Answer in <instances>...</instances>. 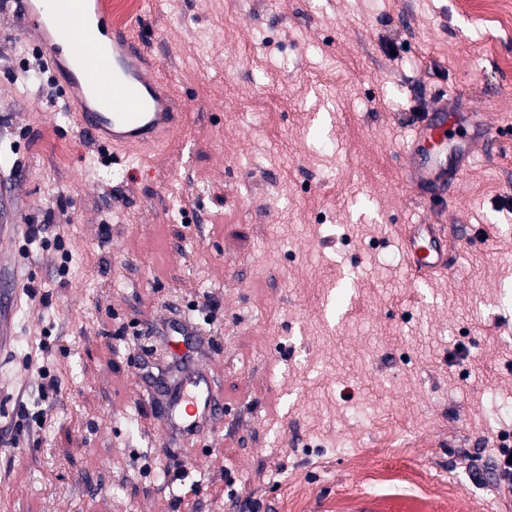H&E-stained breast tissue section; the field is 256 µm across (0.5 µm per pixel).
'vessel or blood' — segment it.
I'll use <instances>...</instances> for the list:
<instances>
[{"label":"vessel or blood","instance_id":"obj_1","mask_svg":"<svg viewBox=\"0 0 512 512\" xmlns=\"http://www.w3.org/2000/svg\"><path fill=\"white\" fill-rule=\"evenodd\" d=\"M89 3L53 0L52 7L29 11L52 60L64 62L68 49L77 53L76 69L67 75L79 91L74 121L116 147L147 148L164 141L180 129V114L155 84V62L131 32L111 28L105 20L90 24ZM414 128L407 152L411 183L441 187L454 181L473 155L477 139L458 146L454 166L447 167L438 159L448 135L446 111L424 114ZM404 249L407 267L417 277L446 271L450 264L448 241L436 224L409 225ZM194 333L193 326H186L184 337H171L168 343L170 361L191 369L165 419L171 436L200 435L222 408L208 369L194 364L195 350L187 341Z\"/></svg>","mask_w":512,"mask_h":512}]
</instances>
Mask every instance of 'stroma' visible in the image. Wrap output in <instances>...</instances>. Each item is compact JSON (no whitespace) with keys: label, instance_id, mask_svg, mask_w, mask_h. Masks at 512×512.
Segmentation results:
<instances>
[{"label":"stroma","instance_id":"stroma-1","mask_svg":"<svg viewBox=\"0 0 512 512\" xmlns=\"http://www.w3.org/2000/svg\"><path fill=\"white\" fill-rule=\"evenodd\" d=\"M142 2L184 121L140 155L75 125L0 0V289L35 288L0 358V512H411L358 493L389 468L512 512V33L461 0ZM443 105L489 135L439 209L404 169ZM409 224L443 226L449 274L412 277ZM187 316L224 414L185 440L142 366Z\"/></svg>","mask_w":512,"mask_h":512}]
</instances>
